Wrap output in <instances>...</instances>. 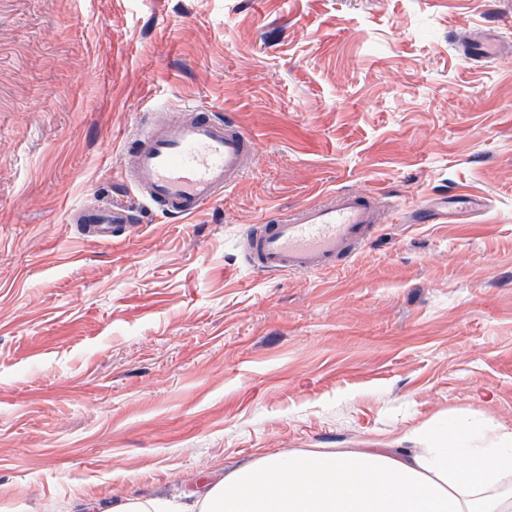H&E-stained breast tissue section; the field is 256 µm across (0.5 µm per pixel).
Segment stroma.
<instances>
[{
    "instance_id": "obj_1",
    "label": "stroma",
    "mask_w": 512,
    "mask_h": 512,
    "mask_svg": "<svg viewBox=\"0 0 512 512\" xmlns=\"http://www.w3.org/2000/svg\"><path fill=\"white\" fill-rule=\"evenodd\" d=\"M494 30L497 59L462 37ZM253 137L223 200L84 238L161 114ZM340 191L390 211L331 271L250 225ZM481 211L442 221L452 195ZM512 430V0H0V512L192 503L274 455Z\"/></svg>"
}]
</instances>
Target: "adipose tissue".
I'll return each mask as SVG.
<instances>
[{"label": "adipose tissue", "instance_id": "ef3b65f1", "mask_svg": "<svg viewBox=\"0 0 512 512\" xmlns=\"http://www.w3.org/2000/svg\"><path fill=\"white\" fill-rule=\"evenodd\" d=\"M423 448L271 456L205 486L201 512H512V431L468 448L453 426Z\"/></svg>", "mask_w": 512, "mask_h": 512}]
</instances>
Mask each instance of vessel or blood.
Instances as JSON below:
<instances>
[{"label":"vessel or blood","mask_w":512,"mask_h":512,"mask_svg":"<svg viewBox=\"0 0 512 512\" xmlns=\"http://www.w3.org/2000/svg\"><path fill=\"white\" fill-rule=\"evenodd\" d=\"M254 150L252 137L231 118L201 113L155 121L126 148L120 174L163 215L191 216L223 199L246 174V158ZM384 220L374 194L337 192L252 225L245 237L247 257L262 272L333 268L353 257ZM75 221L85 237L108 241L133 229L137 214L132 207L109 204L76 211Z\"/></svg>","instance_id":"obj_1"}]
</instances>
